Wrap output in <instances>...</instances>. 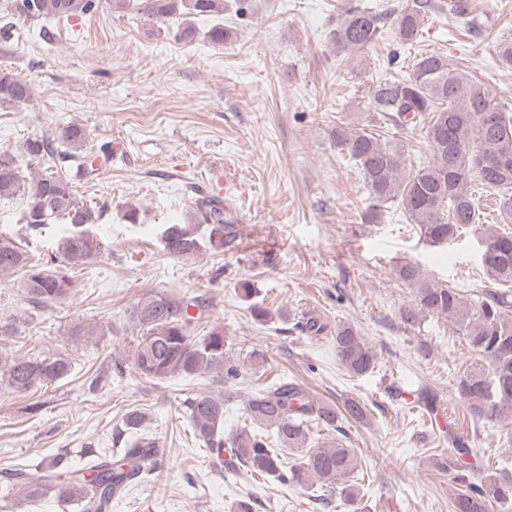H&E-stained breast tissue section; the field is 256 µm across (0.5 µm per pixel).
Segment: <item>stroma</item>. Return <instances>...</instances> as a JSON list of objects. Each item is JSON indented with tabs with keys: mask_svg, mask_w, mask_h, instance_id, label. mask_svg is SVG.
Listing matches in <instances>:
<instances>
[{
	"mask_svg": "<svg viewBox=\"0 0 512 512\" xmlns=\"http://www.w3.org/2000/svg\"><path fill=\"white\" fill-rule=\"evenodd\" d=\"M5 2L0 27L9 26L11 41L0 47V70L27 80L32 97L0 104V154L19 158L23 175L41 173L25 160V141L76 123L88 147L111 157L75 187L95 212L90 231L104 248L74 273L70 295L36 306L11 279L0 280V359L64 353L73 363L72 375L45 391L0 387V471L63 449L80 463L87 446L114 447L124 413L142 407L160 464L113 500L112 512H235L242 501L251 512H347L337 492L323 506L304 487L216 468L183 408L187 394L209 390L208 375L93 382L105 356L131 353L137 332L127 309L165 291L208 297L196 333L223 331L226 352L246 375L241 395L284 376L321 399L364 407V418L342 431L311 426L308 445L330 447L347 434L368 472L357 483L367 512H449L454 488L440 465L452 434L474 437L477 475L512 474V420L474 424L455 396L475 355L447 318L404 320L414 294L395 274L412 262L475 297L488 283L476 235L432 246L393 204L364 222L368 193L331 137L336 125L364 115L368 89L392 75L393 56L409 66L416 53H443L512 104V68L497 57L499 40L512 37V0H465V13L439 15L412 47L389 32L350 56L329 38L346 0H247L245 13L228 7L220 18H195L187 40L177 38V21L116 10L110 0L89 15L39 21ZM217 22L232 33L226 44L209 38ZM204 196L226 200L236 241L189 261L169 255L162 229L192 223ZM26 205L0 198V242L41 260L58 255L69 225L30 231ZM245 279L255 288L249 302L236 292ZM253 302L266 318L252 315ZM78 324L93 337L71 335ZM341 325L374 350L372 373L350 374L338 360Z\"/></svg>",
	"mask_w": 512,
	"mask_h": 512,
	"instance_id": "stroma-1",
	"label": "stroma"
}]
</instances>
